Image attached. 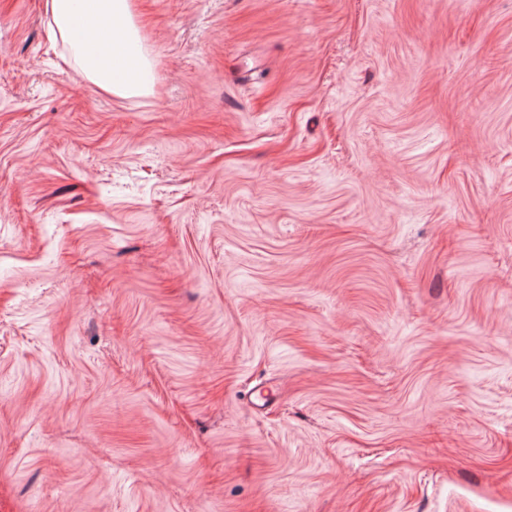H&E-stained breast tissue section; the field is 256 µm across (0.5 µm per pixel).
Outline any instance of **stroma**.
Returning <instances> with one entry per match:
<instances>
[{
    "label": "stroma",
    "instance_id": "obj_1",
    "mask_svg": "<svg viewBox=\"0 0 512 512\" xmlns=\"http://www.w3.org/2000/svg\"><path fill=\"white\" fill-rule=\"evenodd\" d=\"M134 2L0 0V512H512V0ZM55 28L70 44L83 75L107 93H149L153 73L143 53L130 0H46Z\"/></svg>",
    "mask_w": 512,
    "mask_h": 512
}]
</instances>
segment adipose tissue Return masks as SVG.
I'll return each mask as SVG.
<instances>
[{"label":"adipose tissue","mask_w":512,"mask_h":512,"mask_svg":"<svg viewBox=\"0 0 512 512\" xmlns=\"http://www.w3.org/2000/svg\"><path fill=\"white\" fill-rule=\"evenodd\" d=\"M50 39L70 44L83 75L107 93L150 92L153 73L133 21L130 0H46Z\"/></svg>","instance_id":"ef3b65f1"}]
</instances>
